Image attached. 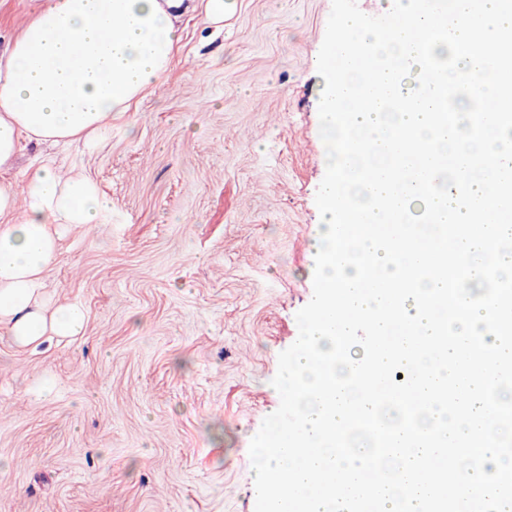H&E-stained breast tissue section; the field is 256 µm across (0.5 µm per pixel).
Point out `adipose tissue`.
Instances as JSON below:
<instances>
[{"label": "adipose tissue", "mask_w": 512, "mask_h": 512, "mask_svg": "<svg viewBox=\"0 0 512 512\" xmlns=\"http://www.w3.org/2000/svg\"><path fill=\"white\" fill-rule=\"evenodd\" d=\"M184 0H38L28 25L0 50V329L20 347L82 335L84 309L51 302L46 272L64 233L101 224L109 199L53 161L17 160L31 142L88 145L164 83L182 40ZM494 446L458 481L480 512H508L485 476L503 467Z\"/></svg>", "instance_id": "1"}]
</instances>
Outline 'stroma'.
I'll list each match as a JSON object with an SVG mask.
<instances>
[{
	"label": "stroma",
	"mask_w": 512,
	"mask_h": 512,
	"mask_svg": "<svg viewBox=\"0 0 512 512\" xmlns=\"http://www.w3.org/2000/svg\"><path fill=\"white\" fill-rule=\"evenodd\" d=\"M230 2L185 15L165 84L98 146L58 153L112 216L46 279L84 334L0 331V512H255L249 444L313 293L332 0Z\"/></svg>",
	"instance_id": "1"
}]
</instances>
